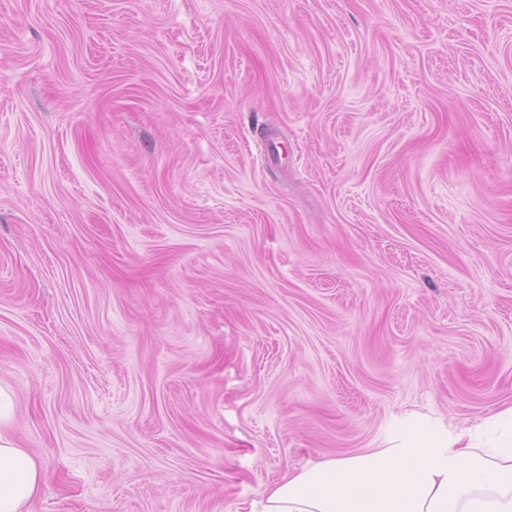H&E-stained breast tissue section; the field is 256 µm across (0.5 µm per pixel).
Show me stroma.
<instances>
[{"mask_svg":"<svg viewBox=\"0 0 512 512\" xmlns=\"http://www.w3.org/2000/svg\"><path fill=\"white\" fill-rule=\"evenodd\" d=\"M0 385L29 512H250L483 430L512 0H0Z\"/></svg>","mask_w":512,"mask_h":512,"instance_id":"1","label":"stroma"}]
</instances>
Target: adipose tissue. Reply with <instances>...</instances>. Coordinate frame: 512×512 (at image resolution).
I'll return each instance as SVG.
<instances>
[{"label":"adipose tissue","mask_w":512,"mask_h":512,"mask_svg":"<svg viewBox=\"0 0 512 512\" xmlns=\"http://www.w3.org/2000/svg\"><path fill=\"white\" fill-rule=\"evenodd\" d=\"M14 393L0 386V512H27L42 491L35 457L5 433ZM506 435L477 447L410 432L394 448L328 458L264 487L251 512H512V407L495 415Z\"/></svg>","instance_id":"adipose-tissue-1"}]
</instances>
